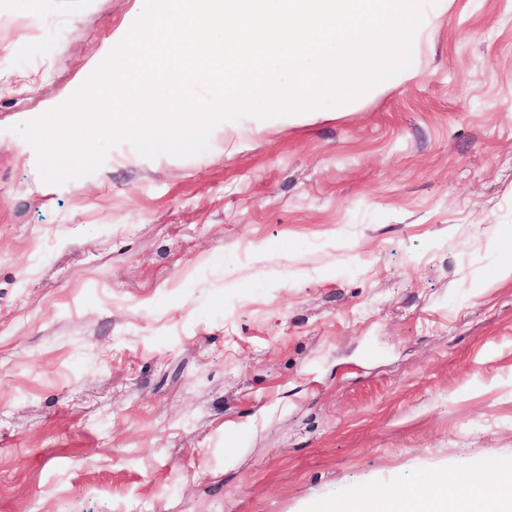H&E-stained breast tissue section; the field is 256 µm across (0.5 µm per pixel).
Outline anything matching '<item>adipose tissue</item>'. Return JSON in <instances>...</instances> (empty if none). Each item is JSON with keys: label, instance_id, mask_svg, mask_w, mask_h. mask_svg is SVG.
Segmentation results:
<instances>
[{"label": "adipose tissue", "instance_id": "obj_1", "mask_svg": "<svg viewBox=\"0 0 512 512\" xmlns=\"http://www.w3.org/2000/svg\"><path fill=\"white\" fill-rule=\"evenodd\" d=\"M495 483L454 479L410 494L386 492L348 500L342 512H512V465L494 468Z\"/></svg>", "mask_w": 512, "mask_h": 512}]
</instances>
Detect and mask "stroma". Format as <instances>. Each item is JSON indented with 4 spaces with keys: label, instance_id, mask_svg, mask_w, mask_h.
Returning <instances> with one entry per match:
<instances>
[{
    "label": "stroma",
    "instance_id": "1",
    "mask_svg": "<svg viewBox=\"0 0 512 512\" xmlns=\"http://www.w3.org/2000/svg\"><path fill=\"white\" fill-rule=\"evenodd\" d=\"M139 0H0V512H318L512 464V0L418 77L43 186L13 125Z\"/></svg>",
    "mask_w": 512,
    "mask_h": 512
}]
</instances>
